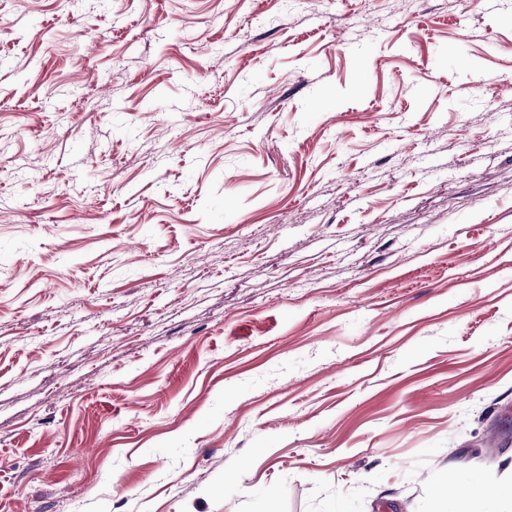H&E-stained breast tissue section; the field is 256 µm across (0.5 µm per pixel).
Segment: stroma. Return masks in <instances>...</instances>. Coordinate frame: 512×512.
Instances as JSON below:
<instances>
[{
    "label": "stroma",
    "instance_id": "obj_1",
    "mask_svg": "<svg viewBox=\"0 0 512 512\" xmlns=\"http://www.w3.org/2000/svg\"><path fill=\"white\" fill-rule=\"evenodd\" d=\"M509 483L512 0H0V512Z\"/></svg>",
    "mask_w": 512,
    "mask_h": 512
}]
</instances>
